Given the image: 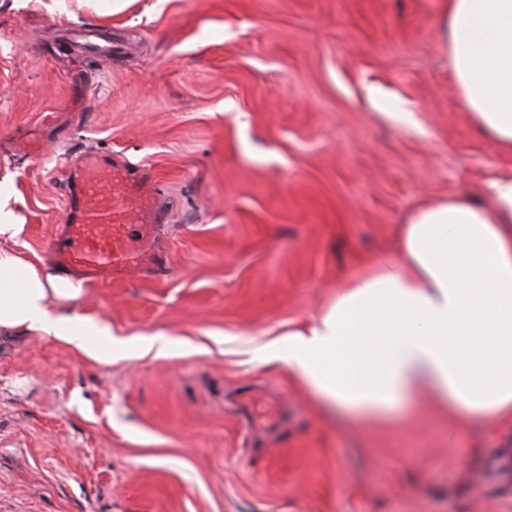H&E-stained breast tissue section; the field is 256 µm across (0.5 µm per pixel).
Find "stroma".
<instances>
[{"label": "stroma", "mask_w": 512, "mask_h": 512, "mask_svg": "<svg viewBox=\"0 0 512 512\" xmlns=\"http://www.w3.org/2000/svg\"><path fill=\"white\" fill-rule=\"evenodd\" d=\"M442 0H0V180L49 263L95 151L162 186L163 273L59 312L129 354L0 333V512H512V420L432 391L364 421L258 351L395 253L419 207L512 176L463 109ZM115 39L86 53L81 35ZM162 334L168 356L142 352ZM278 401L248 421L245 391Z\"/></svg>", "instance_id": "1"}]
</instances>
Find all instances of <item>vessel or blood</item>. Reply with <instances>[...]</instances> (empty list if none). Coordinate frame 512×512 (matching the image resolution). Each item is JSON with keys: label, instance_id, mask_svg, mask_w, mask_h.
Listing matches in <instances>:
<instances>
[{"label": "vessel or blood", "instance_id": "obj_1", "mask_svg": "<svg viewBox=\"0 0 512 512\" xmlns=\"http://www.w3.org/2000/svg\"><path fill=\"white\" fill-rule=\"evenodd\" d=\"M77 182V217L48 247L52 261L93 282L149 265L141 242L158 236L166 221L160 195L147 172H135L88 152L73 174ZM136 198V208L127 199Z\"/></svg>", "mask_w": 512, "mask_h": 512}]
</instances>
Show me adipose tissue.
Here are the masks:
<instances>
[{
	"mask_svg": "<svg viewBox=\"0 0 512 512\" xmlns=\"http://www.w3.org/2000/svg\"><path fill=\"white\" fill-rule=\"evenodd\" d=\"M441 28L470 119L512 153V0H444ZM417 209L399 251L339 289L304 330L269 348L329 404L382 418L430 388L476 423L512 417V177ZM81 285L0 248V329L24 328L103 359L108 326L54 313Z\"/></svg>",
	"mask_w": 512,
	"mask_h": 512,
	"instance_id": "ef3b65f1",
	"label": "adipose tissue"
}]
</instances>
